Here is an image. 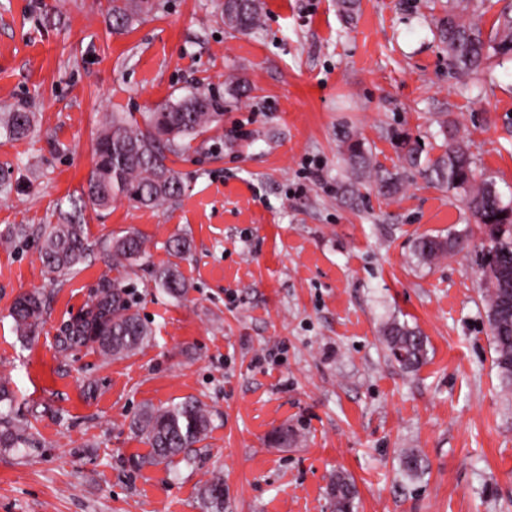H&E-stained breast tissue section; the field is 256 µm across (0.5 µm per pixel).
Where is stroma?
I'll list each match as a JSON object with an SVG mask.
<instances>
[{
	"instance_id": "35a3bbf8",
	"label": "stroma",
	"mask_w": 512,
	"mask_h": 512,
	"mask_svg": "<svg viewBox=\"0 0 512 512\" xmlns=\"http://www.w3.org/2000/svg\"><path fill=\"white\" fill-rule=\"evenodd\" d=\"M443 0H260L263 23L228 31L219 0H166L113 30L104 0H0V114L34 112L24 139L0 128V231L56 223L83 197L99 122L203 88L224 102L219 129L173 167L184 184L160 209L86 207L93 242L129 231L148 254L125 277L152 341L108 360L63 351L62 326L115 278L95 252L67 280L43 265L41 239L0 241V378L36 440L0 448V512H207L198 490L224 477V512H333V473L352 478L356 512H512V394L502 390L476 256L484 237L462 197L408 168L396 135L444 151L438 118L512 200V61L462 86L435 36ZM356 134L375 169L399 175L380 196L343 161ZM470 236L431 264L422 235ZM191 289L176 299L151 271L173 262ZM38 292L43 317L21 341L15 299ZM422 333L427 359L394 362L386 322ZM194 397L212 430L191 463L131 468L144 407ZM299 439L272 443L282 426ZM416 451L418 474L402 458Z\"/></svg>"
}]
</instances>
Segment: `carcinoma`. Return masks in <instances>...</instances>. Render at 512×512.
<instances>
[{"label":"carcinoma","mask_w":512,"mask_h":512,"mask_svg":"<svg viewBox=\"0 0 512 512\" xmlns=\"http://www.w3.org/2000/svg\"><path fill=\"white\" fill-rule=\"evenodd\" d=\"M161 8L160 0H107L106 18L115 30H125L135 21ZM483 0H447L444 15L436 22V33L448 55V66L465 79H478L489 69L497 55H512V2L504 3L484 35L480 25ZM224 25L235 32L247 33L262 25L259 0H241V12ZM223 115L215 96L199 90L176 102L165 103L146 113L143 122L131 115L112 112L102 121L96 143V163L87 181L86 199L70 202V210L59 212V222L41 230L40 258L58 278L76 273L93 253L80 222L82 208L91 204L106 210L117 201L146 208H158L179 199L182 181L170 157H179L191 149V142L211 131ZM9 133L23 138L32 131L33 115L16 110L8 114ZM446 149L438 157L421 158L417 142L409 137L401 141L404 160L422 168L431 180L463 193L467 209L487 238L489 251L482 253L479 268L494 344V364L501 382L512 390V202H504L490 177L477 178V165L463 141L447 121ZM344 154L356 169L369 166L363 142L344 140ZM379 193L391 197L400 189L398 177L376 176ZM27 224H12L0 239L13 243L27 239ZM469 247L468 239L450 234L446 238L421 236L414 253L423 262L460 253ZM102 251L113 268H127L147 254L144 238L130 232L104 244ZM156 287L174 298L187 294L177 264L159 267L153 272ZM44 304L33 292L20 296L11 315L25 341L42 317ZM151 328L134 309L127 288L105 278L89 303L64 326L59 337L63 351L91 347L105 358H123L135 354L150 341ZM383 343L389 356L408 371L418 368L427 357L426 338L397 320L383 328ZM14 396L0 382V448H18L32 444L26 428L16 419ZM210 410L203 402L185 399L161 408H145L132 421L133 430L148 445L144 454L132 458L134 467L146 464L170 465L177 457L190 462L189 448L207 436ZM210 512H224V478L216 474L199 489ZM328 496L336 512H354L357 490L350 477L334 474L328 484Z\"/></svg>","instance_id":"carcinoma-1"}]
</instances>
